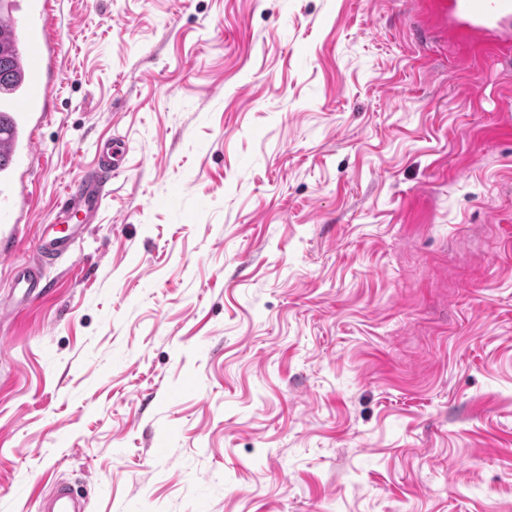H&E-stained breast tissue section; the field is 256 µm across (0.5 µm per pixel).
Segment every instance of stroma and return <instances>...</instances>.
Returning a JSON list of instances; mask_svg holds the SVG:
<instances>
[{
    "instance_id": "35a3bbf8",
    "label": "stroma",
    "mask_w": 512,
    "mask_h": 512,
    "mask_svg": "<svg viewBox=\"0 0 512 512\" xmlns=\"http://www.w3.org/2000/svg\"><path fill=\"white\" fill-rule=\"evenodd\" d=\"M16 257L125 168L0 325V512H512V55L407 0H57ZM86 501L63 485L55 486L40 512H85Z\"/></svg>"
}]
</instances>
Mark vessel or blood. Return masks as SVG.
Returning <instances> with one entry per match:
<instances>
[{
    "mask_svg": "<svg viewBox=\"0 0 512 512\" xmlns=\"http://www.w3.org/2000/svg\"><path fill=\"white\" fill-rule=\"evenodd\" d=\"M51 0H7L0 25L23 30L25 51L20 60L21 84L0 92V261L10 264L21 304L44 291L40 263L71 253L92 224L112 174L126 159L123 141L98 146L94 176L71 184L54 223L44 225L37 257L19 263L15 245L33 212L34 175L45 160L40 131L49 118L48 104L62 82V43L53 33ZM415 19L439 33L454 32L461 42L478 48L512 51V0H409ZM84 499L63 485L55 486L40 512H85Z\"/></svg>",
    "mask_w": 512,
    "mask_h": 512,
    "instance_id": "1",
    "label": "vessel or blood"
}]
</instances>
